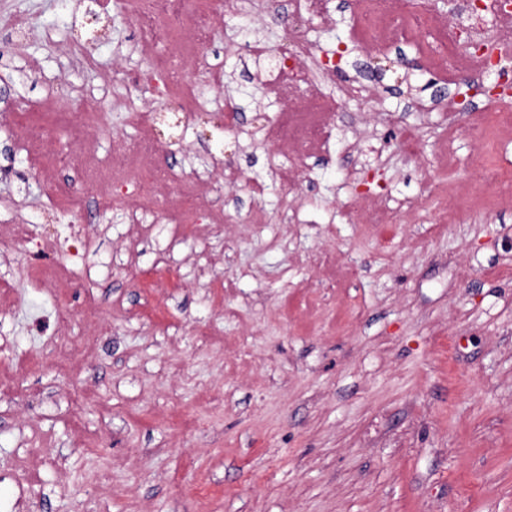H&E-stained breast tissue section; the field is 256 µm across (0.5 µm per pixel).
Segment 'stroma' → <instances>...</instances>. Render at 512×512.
I'll use <instances>...</instances> for the list:
<instances>
[{
  "label": "stroma",
  "instance_id": "1",
  "mask_svg": "<svg viewBox=\"0 0 512 512\" xmlns=\"http://www.w3.org/2000/svg\"><path fill=\"white\" fill-rule=\"evenodd\" d=\"M329 7L286 26L288 0L227 8L185 64L210 99L188 117L130 84L161 47L124 0H0V512H512V202L487 205L471 167L511 172L512 136H484V96L449 111L455 86L412 44L362 54L351 0ZM301 40L343 53L328 93H381L340 99L306 157L268 137L289 106L273 62ZM99 89V155L118 139L136 160L152 113L156 163L201 189L196 223L178 226V184L134 221L81 168L43 170L27 123L58 94L94 111ZM54 177L81 218L56 212ZM382 202L399 223H361ZM46 231L74 279L32 277ZM53 194L55 201L65 212L71 216L80 214L83 211V197L78 193L70 182H59L54 186Z\"/></svg>",
  "mask_w": 512,
  "mask_h": 512
}]
</instances>
